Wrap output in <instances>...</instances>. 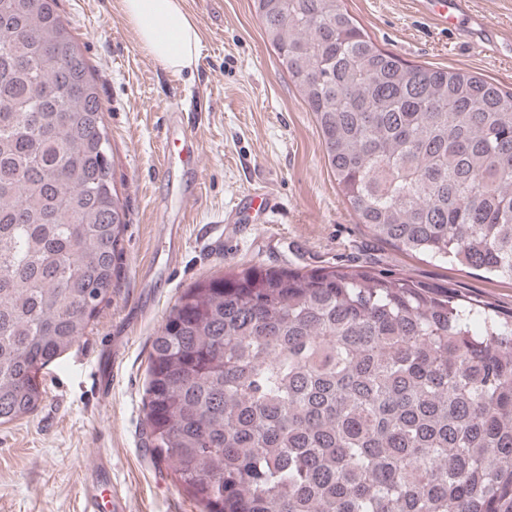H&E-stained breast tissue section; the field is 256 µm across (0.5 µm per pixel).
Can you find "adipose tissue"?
Masks as SVG:
<instances>
[{"instance_id":"1","label":"adipose tissue","mask_w":512,"mask_h":512,"mask_svg":"<svg viewBox=\"0 0 512 512\" xmlns=\"http://www.w3.org/2000/svg\"><path fill=\"white\" fill-rule=\"evenodd\" d=\"M122 11L137 39L164 68H195L198 60L197 28L183 0H122Z\"/></svg>"}]
</instances>
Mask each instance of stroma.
<instances>
[{"label": "stroma", "instance_id": "1", "mask_svg": "<svg viewBox=\"0 0 512 512\" xmlns=\"http://www.w3.org/2000/svg\"><path fill=\"white\" fill-rule=\"evenodd\" d=\"M98 78L113 166L128 202L112 297L91 330L39 374L44 397L0 425V512H82V477L112 458L127 512H199L145 435L151 340L185 288L225 268L376 264L512 311V283L423 261L361 229L325 164L312 112L282 69L252 0H184L199 33L195 69H164L140 46L121 0H59ZM382 49L512 87V0H473L464 32L438 26L418 0H344ZM197 138L192 163L167 147ZM171 171L162 174L163 160ZM113 353L112 392L91 372Z\"/></svg>", "mask_w": 512, "mask_h": 512}]
</instances>
